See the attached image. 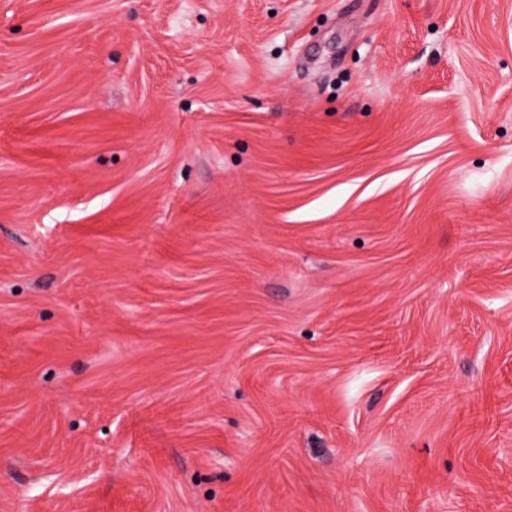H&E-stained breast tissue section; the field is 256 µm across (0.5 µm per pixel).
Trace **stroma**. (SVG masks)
Returning a JSON list of instances; mask_svg holds the SVG:
<instances>
[{"label":"stroma","instance_id":"stroma-1","mask_svg":"<svg viewBox=\"0 0 512 512\" xmlns=\"http://www.w3.org/2000/svg\"><path fill=\"white\" fill-rule=\"evenodd\" d=\"M0 512H512V0H0Z\"/></svg>","mask_w":512,"mask_h":512}]
</instances>
